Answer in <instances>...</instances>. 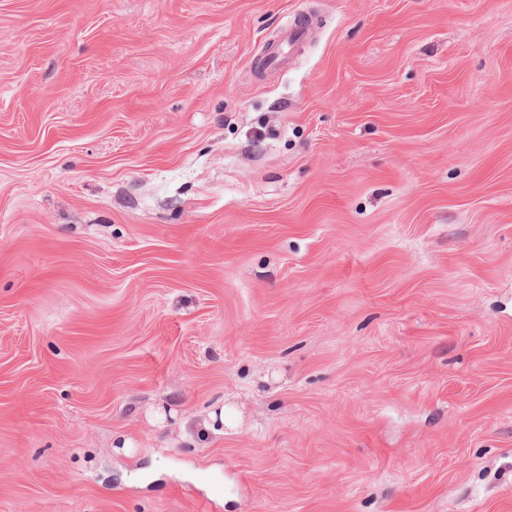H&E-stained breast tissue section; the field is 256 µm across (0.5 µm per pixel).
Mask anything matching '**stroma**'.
I'll use <instances>...</instances> for the list:
<instances>
[{"label": "stroma", "instance_id": "stroma-1", "mask_svg": "<svg viewBox=\"0 0 512 512\" xmlns=\"http://www.w3.org/2000/svg\"><path fill=\"white\" fill-rule=\"evenodd\" d=\"M0 512H512V0H0ZM306 33V28L303 25L295 24L291 27L282 38L280 43L273 46H268L265 57L267 59L268 68H278L285 62V47L300 42Z\"/></svg>", "mask_w": 512, "mask_h": 512}]
</instances>
